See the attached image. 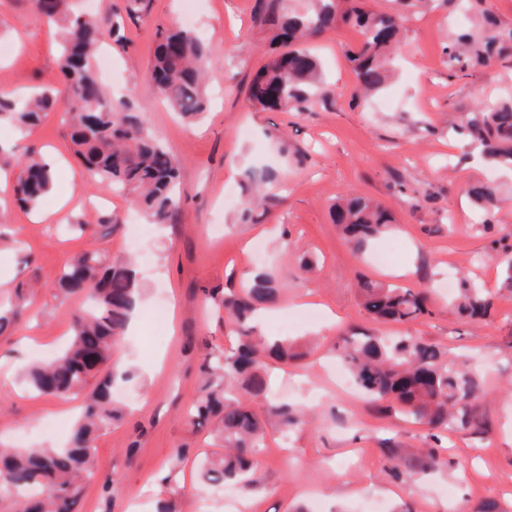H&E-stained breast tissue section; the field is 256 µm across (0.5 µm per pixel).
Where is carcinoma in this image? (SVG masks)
Returning a JSON list of instances; mask_svg holds the SVG:
<instances>
[{
  "label": "carcinoma",
  "mask_w": 512,
  "mask_h": 512,
  "mask_svg": "<svg viewBox=\"0 0 512 512\" xmlns=\"http://www.w3.org/2000/svg\"><path fill=\"white\" fill-rule=\"evenodd\" d=\"M349 0H308L302 10H290L285 0H258L254 23L266 32L270 45L296 48L269 59L254 75L252 105L269 111L288 106L305 111L318 84L319 64L297 44L322 37L342 23L359 27L361 39L349 56L361 92L383 88L387 75L381 59L395 46L407 17L401 13L365 11L345 7ZM38 9L58 27L61 41L60 71L69 94L66 123L74 154L92 174L125 192L154 224H164L184 205L179 193L178 161L148 127L145 109L128 100L113 101L94 65L96 53L111 42L116 27L70 11L68 0H35ZM474 30L450 37L448 67L459 70L487 67L495 58L512 56V28L498 25L490 10ZM208 75L207 51L190 29L160 28L150 78L159 97L188 123L206 110L204 82ZM58 93L43 88L24 101L0 93V123L19 131L38 125L57 106ZM461 128L486 148L488 157L512 164V101H491L465 113ZM15 201L28 211L40 208L56 189L55 172L31 151L17 162ZM249 196L242 222L269 197L277 183L275 171L249 172ZM469 194L487 216L499 224L502 198L497 185L481 183ZM332 221L344 239L358 250L393 228V215L384 205L363 195H347L333 206ZM362 305L376 323L407 324L429 314L428 294L421 290L363 280L358 284ZM33 292L18 284L0 300V335L19 328L32 302ZM82 296L86 306L73 316L71 340L58 357L33 362L20 379L34 393L55 398L80 396L82 412L63 447L0 448V512H77L82 484L94 476V443L100 431L121 419L123 410L112 397L118 383L134 378L131 372L102 367L113 363L117 343L126 332L141 296L136 273L128 262L107 263L98 250L87 249L63 267L55 297L65 301ZM204 300L224 313V324L236 337V347L211 350L200 363L203 385L189 409L198 425L214 424L221 452L201 474V484L257 483L258 447L265 425L273 420L284 428L302 422L286 403L268 400L269 365L264 354L290 358L291 347L269 343L258 326L256 313L278 303L275 278L259 273L241 293L218 295L204 290ZM458 313L485 320L494 309L493 296L469 278L459 276ZM332 350L354 383L372 401H392L403 416L432 430H479V401L485 392L465 367L442 359V352L411 336L383 339L372 333L353 332L340 337ZM266 402V416L255 404ZM186 450L177 448L162 479L173 495L158 502L157 512H179V467Z\"/></svg>",
  "instance_id": "cac0c4a2"
}]
</instances>
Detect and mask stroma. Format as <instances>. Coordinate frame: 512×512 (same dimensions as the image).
Segmentation results:
<instances>
[{
  "mask_svg": "<svg viewBox=\"0 0 512 512\" xmlns=\"http://www.w3.org/2000/svg\"><path fill=\"white\" fill-rule=\"evenodd\" d=\"M368 11H403L409 22L398 54L387 61L391 77L368 97L357 94L349 61L359 42L356 26L343 24L307 42L321 67V97L304 112L261 111L247 91L252 74L272 54L265 32L253 26L256 0H200L185 14L184 0H70L76 12L118 22L119 38L106 48L115 71L107 80L114 98L146 108L148 125L175 154L185 203L165 226L147 224L128 197L115 192L76 161L65 123L57 112L27 137L0 125V167L25 152L61 157L58 188L43 203L46 222L11 201L0 203V280L8 286H40L25 325L0 337V377L16 378L32 360L54 357L70 334L79 301L59 302L54 287L73 254L97 248L112 260L130 259L145 295L121 344L133 381L124 418L95 441L96 475L82 486L79 512H155L160 479L173 449H186L180 512H477L495 500L512 512V296L503 297L490 322L460 318L450 303L448 268L495 290L502 258L491 243L512 233V171L487 160L457 131L460 115L478 102L512 97V58L450 76L449 34L476 24L479 14L459 0H362ZM183 25L208 52L209 99L204 119L193 126L157 100L149 78L155 32ZM55 28L32 0H0V92L60 88ZM271 167L281 186L255 220H239L249 169ZM497 184L509 209L494 227L465 194L468 184ZM358 193L390 207L396 224L389 237L353 250L340 237L330 207ZM117 228H103L108 217ZM83 219L92 231L68 232ZM137 237L128 248L129 237ZM400 257L383 259L388 239ZM310 259L303 269L302 259ZM273 272L280 301L264 325L278 335L288 312L313 302L320 318L295 325L289 341L305 355L275 370L269 397L308 412V423L270 428L257 452L260 487L228 482L192 492L213 449L207 427L187 411L202 385L200 360L207 347L230 348L232 335L221 314L204 308L201 291L229 292L254 273ZM378 280L429 292L430 313L415 322L374 323L364 312L358 280ZM176 299L163 335H155L150 310ZM380 336L409 334L437 346L484 380L480 430H457L432 438L428 428L407 421L388 403L337 386L329 374L330 348L350 328ZM0 414V439L18 447L63 443L80 400L30 394L17 384ZM435 449L442 466L410 480L392 466ZM115 476L104 491V476Z\"/></svg>",
  "mask_w": 512,
  "mask_h": 512,
  "instance_id": "1",
  "label": "stroma"
}]
</instances>
